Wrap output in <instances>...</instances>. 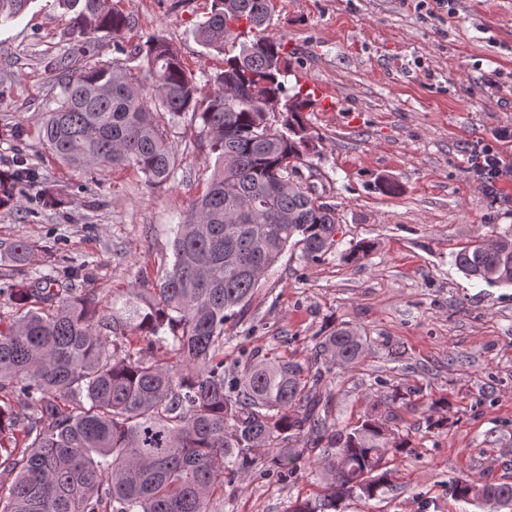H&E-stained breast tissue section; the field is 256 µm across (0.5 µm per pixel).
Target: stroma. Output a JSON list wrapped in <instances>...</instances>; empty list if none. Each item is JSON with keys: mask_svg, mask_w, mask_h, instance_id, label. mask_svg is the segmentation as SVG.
Listing matches in <instances>:
<instances>
[{"mask_svg": "<svg viewBox=\"0 0 512 512\" xmlns=\"http://www.w3.org/2000/svg\"><path fill=\"white\" fill-rule=\"evenodd\" d=\"M131 21V46L159 35L203 92L224 67L194 30L211 0H110ZM71 11L31 0L0 25V171L39 176L0 208V245L26 242L25 276L48 271L43 250L84 265L77 288L103 305L127 288L155 284L172 265L174 230L214 166L200 148L201 122L169 126L177 173L148 188L131 169H76L45 147L37 124L61 93L47 64L70 45ZM271 34L285 43L290 92L332 89L335 112L312 106L304 121L316 145L304 162L338 219L336 248L317 263L289 249L262 279L245 317L224 334V363L279 355L307 362L318 337L341 325L371 344L355 364L332 368L318 393L337 424L391 417L410 448L388 456L390 485L344 512H481L454 500L455 477L512 483V286L489 287L454 264L473 241L512 234V182L500 197L469 173V150L512 125V0H457L453 13L415 0H272ZM99 60L114 61L111 34L92 36ZM391 182L393 192L380 186ZM68 198L42 206L43 187ZM368 242L355 264L343 256ZM398 346L399 360L388 355ZM400 388L396 403L384 400ZM225 482L212 512H289L321 494L322 465L304 452L293 473L268 467Z\"/></svg>", "mask_w": 512, "mask_h": 512, "instance_id": "35a3bbf8", "label": "stroma"}]
</instances>
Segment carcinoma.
<instances>
[{
	"mask_svg": "<svg viewBox=\"0 0 512 512\" xmlns=\"http://www.w3.org/2000/svg\"><path fill=\"white\" fill-rule=\"evenodd\" d=\"M29 0H0V24ZM78 33L49 62L61 94L43 113L46 148L74 168H131L151 188L168 184L177 159L161 116L192 112L202 121L199 146L215 155L206 191L191 199L177 225L174 261L159 285L122 293L129 317H109L98 297L72 283L65 261L36 280L15 278L31 256L27 243L8 250L0 296L13 309L0 320V451L15 473L0 493V512H211L226 476L247 474L256 451L272 450L275 469L297 468L299 438L323 452L324 493L290 512H340L347 485L368 474L369 499L388 483L378 471L406 438L368 417L357 425L329 421L330 399L316 394L321 365L349 366L366 340L341 326L318 338L305 365L280 357L224 369V332L238 322L265 273L290 246L310 263L335 245L336 214L302 177L315 149L302 120L309 97L288 94L282 39L267 33L271 0H212L194 35L224 54V70L204 95L178 55L154 35L126 48L123 62L95 60L85 35L117 37L129 19L108 0H66ZM146 61L144 77L134 74ZM35 182L18 167L0 172V207ZM457 267L488 286H512V235L477 240ZM172 346L179 364L161 365L133 340ZM22 397L28 414L14 411ZM22 427L23 444L3 439ZM450 494L493 512H512V483L457 478Z\"/></svg>",
	"mask_w": 512,
	"mask_h": 512,
	"instance_id": "carcinoma-1",
	"label": "carcinoma"
}]
</instances>
